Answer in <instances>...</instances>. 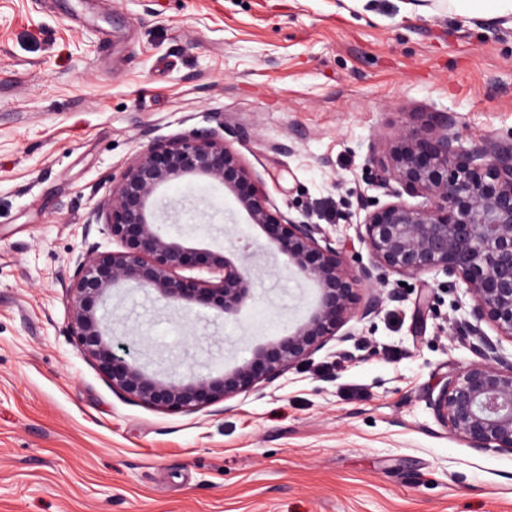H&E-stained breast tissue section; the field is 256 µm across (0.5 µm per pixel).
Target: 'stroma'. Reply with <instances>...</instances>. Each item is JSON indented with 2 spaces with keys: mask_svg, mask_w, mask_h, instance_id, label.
<instances>
[{
  "mask_svg": "<svg viewBox=\"0 0 512 512\" xmlns=\"http://www.w3.org/2000/svg\"><path fill=\"white\" fill-rule=\"evenodd\" d=\"M442 112L462 138H512L511 25L448 0H0V512H512V453L430 406L474 358L472 299L444 275L383 273L402 293L343 323L354 340L195 412L114 390L67 331L77 257L116 247L97 207L150 141L230 127L271 203L309 208L352 266L384 195L370 157ZM161 193L210 261L250 254V296L170 311L129 286L116 336L187 375L275 351L314 285L222 186Z\"/></svg>",
  "mask_w": 512,
  "mask_h": 512,
  "instance_id": "obj_1",
  "label": "stroma"
}]
</instances>
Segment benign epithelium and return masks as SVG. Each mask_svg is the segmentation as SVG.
Returning <instances> with one entry per match:
<instances>
[{"label":"benign epithelium","instance_id":"obj_1","mask_svg":"<svg viewBox=\"0 0 512 512\" xmlns=\"http://www.w3.org/2000/svg\"><path fill=\"white\" fill-rule=\"evenodd\" d=\"M455 124L454 113L443 112L429 124L405 127L394 148L370 158L374 186L390 200L364 207L359 235L371 263L354 272L321 225L273 207L262 178L220 132L151 142L97 208L119 249L100 253L91 247L76 261L65 286L69 334L113 388L161 410L195 411L234 398L246 383L279 377L323 347L339 322L375 313L380 296L362 304L355 291L374 287L376 270L407 277L441 271L448 287L462 286L472 298L470 319L460 327L471 338L475 360L442 386L432 410L471 447L512 452V361L499 355L481 328L488 320L512 340V139L477 138L466 145ZM192 177L235 194L248 223L267 233L285 266L318 292L305 319L281 337L276 355L259 346L218 378L151 371L140 356L117 355L108 317L112 297L126 285L148 289L165 308L190 300L189 284L226 314L247 298L252 272L240 254L211 265L213 280L181 275L199 251L192 237L167 230L159 191ZM405 194L423 202L411 205Z\"/></svg>","mask_w":512,"mask_h":512}]
</instances>
